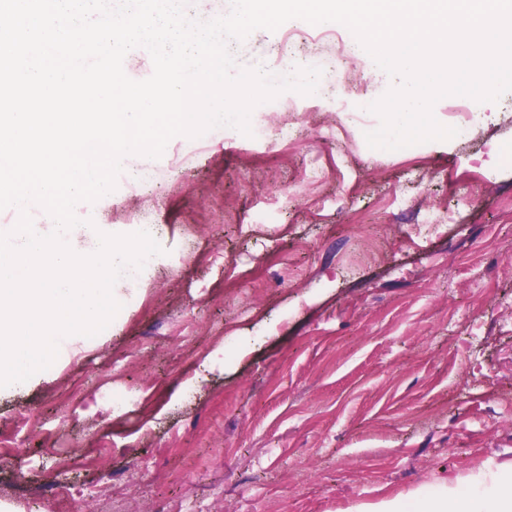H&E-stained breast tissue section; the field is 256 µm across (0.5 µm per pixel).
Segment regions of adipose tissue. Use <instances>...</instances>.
Instances as JSON below:
<instances>
[{
	"label": "adipose tissue",
	"mask_w": 512,
	"mask_h": 512,
	"mask_svg": "<svg viewBox=\"0 0 512 512\" xmlns=\"http://www.w3.org/2000/svg\"><path fill=\"white\" fill-rule=\"evenodd\" d=\"M415 512H512V471L493 475L485 496L463 495L455 485L435 495L417 496Z\"/></svg>",
	"instance_id": "adipose-tissue-1"
}]
</instances>
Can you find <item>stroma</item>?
<instances>
[{"mask_svg": "<svg viewBox=\"0 0 512 512\" xmlns=\"http://www.w3.org/2000/svg\"><path fill=\"white\" fill-rule=\"evenodd\" d=\"M341 35L350 82L265 102L266 137H174L139 159L149 191L79 204L105 233L148 212L163 252L106 333L0 397L26 451L0 450V512H95L103 486L126 512H349L512 467V92L475 103L470 142L373 149L378 117L345 115L395 81ZM229 48L278 75L336 55L294 20Z\"/></svg>", "mask_w": 512, "mask_h": 512, "instance_id": "obj_1", "label": "stroma"}]
</instances>
